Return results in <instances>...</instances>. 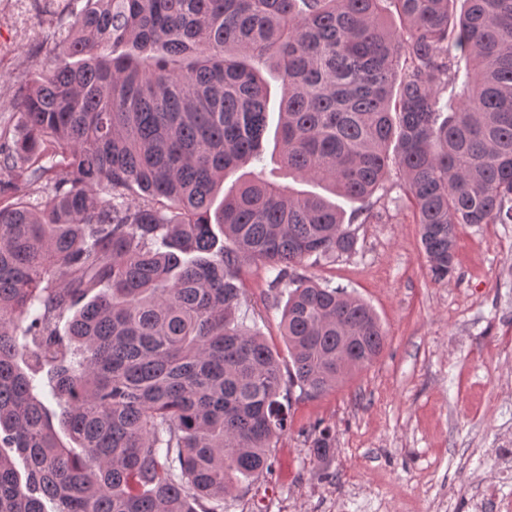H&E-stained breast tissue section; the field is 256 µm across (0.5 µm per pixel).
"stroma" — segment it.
I'll list each match as a JSON object with an SVG mask.
<instances>
[{"label": "stroma", "mask_w": 512, "mask_h": 512, "mask_svg": "<svg viewBox=\"0 0 512 512\" xmlns=\"http://www.w3.org/2000/svg\"><path fill=\"white\" fill-rule=\"evenodd\" d=\"M49 0H26L17 23L0 21V132L21 130L18 102L55 51L52 32L71 22ZM353 216L354 253L308 262L303 275L346 288L368 303L387 332L368 367L317 397L293 393L288 428L272 450V472L243 481L224 512H498L512 499L499 459L512 440V224L460 227L456 272L435 280L420 227L397 176ZM241 313L280 355L284 297L255 269L243 277ZM330 429L334 450L317 462L313 427ZM495 486L496 496L485 495Z\"/></svg>", "instance_id": "stroma-1"}]
</instances>
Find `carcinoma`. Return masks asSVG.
I'll use <instances>...</instances> for the list:
<instances>
[{"label":"carcinoma","instance_id":"carcinoma-1","mask_svg":"<svg viewBox=\"0 0 512 512\" xmlns=\"http://www.w3.org/2000/svg\"><path fill=\"white\" fill-rule=\"evenodd\" d=\"M457 2L84 0L0 142V512H224L287 393L382 352L370 306L297 273L355 252L335 203L254 176L212 209L264 151L261 68L282 167L352 201L398 171L434 278L460 225L512 224V0ZM250 265L287 295L286 375L237 316Z\"/></svg>","mask_w":512,"mask_h":512}]
</instances>
